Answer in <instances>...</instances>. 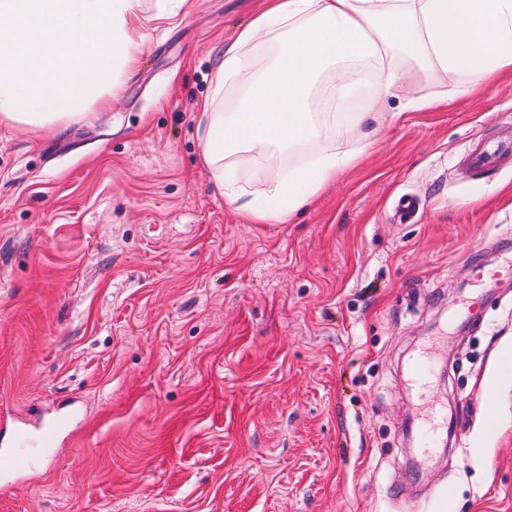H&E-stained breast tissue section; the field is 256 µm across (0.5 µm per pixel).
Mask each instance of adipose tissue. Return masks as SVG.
I'll use <instances>...</instances> for the list:
<instances>
[{
  "label": "adipose tissue",
  "mask_w": 512,
  "mask_h": 512,
  "mask_svg": "<svg viewBox=\"0 0 512 512\" xmlns=\"http://www.w3.org/2000/svg\"><path fill=\"white\" fill-rule=\"evenodd\" d=\"M145 0H0V123L54 131L142 52ZM512 70V0H267L225 45L196 134L225 200L284 224L364 157L379 127ZM440 85L438 97L417 83ZM269 172L265 202L237 187L239 158Z\"/></svg>",
  "instance_id": "1"
}]
</instances>
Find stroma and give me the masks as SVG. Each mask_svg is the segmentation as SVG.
<instances>
[{
  "label": "stroma",
  "mask_w": 512,
  "mask_h": 512,
  "mask_svg": "<svg viewBox=\"0 0 512 512\" xmlns=\"http://www.w3.org/2000/svg\"><path fill=\"white\" fill-rule=\"evenodd\" d=\"M264 6L142 12L106 104L55 133L0 125V416L81 407L0 512H512V276L471 279L512 262V157L463 163L512 134V73L404 113L288 223L255 224L195 129ZM425 348L448 416L426 463ZM512 155V138L500 139L493 144H478L467 156V164L474 171L496 166L505 155ZM430 374V362L424 355H418L410 365L411 381L422 391V396L427 399L428 381Z\"/></svg>",
  "instance_id": "1"
}]
</instances>
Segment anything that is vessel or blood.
Listing matches in <instances>:
<instances>
[{
  "label": "vessel or blood",
  "instance_id": "vessel-or-blood-1",
  "mask_svg": "<svg viewBox=\"0 0 512 512\" xmlns=\"http://www.w3.org/2000/svg\"><path fill=\"white\" fill-rule=\"evenodd\" d=\"M512 155V138L500 139L492 144H480L473 148L467 156L470 169L483 171L496 166L500 159ZM72 420L71 413L57 415L52 426L38 431H30L21 427L12 428L10 433L0 432V474L12 476L34 468V460L27 453L29 442H36L38 447L50 448L57 441L60 432L65 430Z\"/></svg>",
  "mask_w": 512,
  "mask_h": 512
}]
</instances>
